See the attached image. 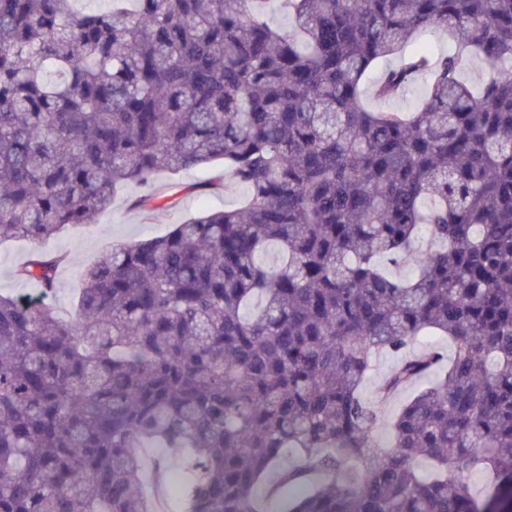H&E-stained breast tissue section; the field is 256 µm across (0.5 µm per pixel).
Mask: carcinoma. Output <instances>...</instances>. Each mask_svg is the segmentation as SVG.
Returning a JSON list of instances; mask_svg holds the SVG:
<instances>
[{
  "mask_svg": "<svg viewBox=\"0 0 512 512\" xmlns=\"http://www.w3.org/2000/svg\"><path fill=\"white\" fill-rule=\"evenodd\" d=\"M74 2L0 0V240L217 162L247 193L113 244L67 318L0 294V512H263L272 475L283 512H512V0ZM433 28L447 51L411 49ZM64 262L15 275L46 298ZM381 351L379 399L414 388L388 444ZM151 445L181 495L149 502ZM399 362V356L390 353H381L375 359V366L373 371L369 374L368 379L365 381L362 388L363 397L376 405L379 416V435L382 438H389L388 433L389 423L395 414L399 411L403 403L410 397L414 388L407 389L394 398L386 401L379 402L376 397V388L380 378L391 371Z\"/></svg>",
  "mask_w": 512,
  "mask_h": 512,
  "instance_id": "obj_1",
  "label": "carcinoma"
}]
</instances>
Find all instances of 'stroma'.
<instances>
[{"label":"stroma","instance_id":"stroma-1","mask_svg":"<svg viewBox=\"0 0 512 512\" xmlns=\"http://www.w3.org/2000/svg\"><path fill=\"white\" fill-rule=\"evenodd\" d=\"M223 164L205 169H193L178 175L159 174L153 187L160 192L165 206L153 214H143L132 205L142 193L141 187L128 186L113 198L109 210L101 213L96 221L63 232L60 236L43 242V250L66 255L68 262L59 273L56 293L46 298L45 304L62 316L70 315L72 300L79 287L81 269L92 263L115 241H135L160 235L175 224L181 223L202 209H221L236 206L245 195L243 188L226 191ZM33 249L31 242L15 240L0 245V293L36 295L33 284L15 277V267L24 262ZM399 362L396 355L381 353L362 388L363 397L375 403L379 411V434L387 436L389 423L408 399V392L381 402L376 397L380 378Z\"/></svg>","mask_w":512,"mask_h":512}]
</instances>
